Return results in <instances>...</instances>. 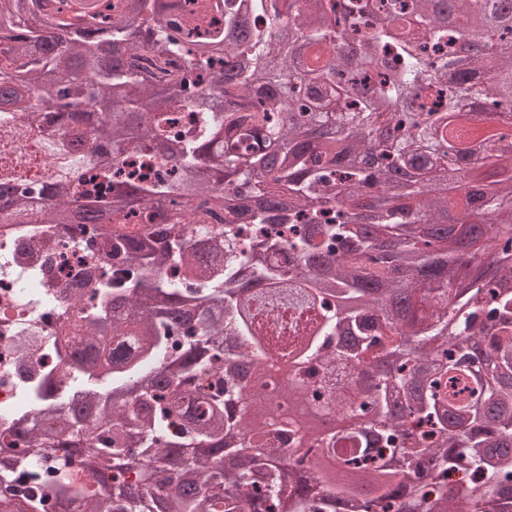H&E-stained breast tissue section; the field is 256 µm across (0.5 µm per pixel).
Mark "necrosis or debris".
<instances>
[{"instance_id": "necrosis-or-debris-1", "label": "necrosis or debris", "mask_w": 512, "mask_h": 512, "mask_svg": "<svg viewBox=\"0 0 512 512\" xmlns=\"http://www.w3.org/2000/svg\"><path fill=\"white\" fill-rule=\"evenodd\" d=\"M98 260L78 237L43 229L16 235L0 249V434L19 415H35L23 391L47 376L61 380L71 354L84 341L71 328L74 283L67 269Z\"/></svg>"}]
</instances>
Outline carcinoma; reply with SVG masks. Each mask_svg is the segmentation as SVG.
Returning a JSON list of instances; mask_svg holds the SVG:
<instances>
[{"instance_id": "obj_1", "label": "carcinoma", "mask_w": 512, "mask_h": 512, "mask_svg": "<svg viewBox=\"0 0 512 512\" xmlns=\"http://www.w3.org/2000/svg\"><path fill=\"white\" fill-rule=\"evenodd\" d=\"M100 2L0 0V227L80 235L109 277L94 312L74 301L97 349L72 358L67 412L13 422L47 477L0 463V512H512L508 133L485 177L442 179L472 152L458 128L512 115L502 0H340L347 31L326 0H120L98 30ZM463 21L482 56L459 58ZM178 105L192 130L167 129ZM143 150L166 171L131 179ZM142 208L179 233L110 224ZM265 305L314 317L278 394L246 397L243 364L273 371ZM290 394L366 428L287 429Z\"/></svg>"}]
</instances>
